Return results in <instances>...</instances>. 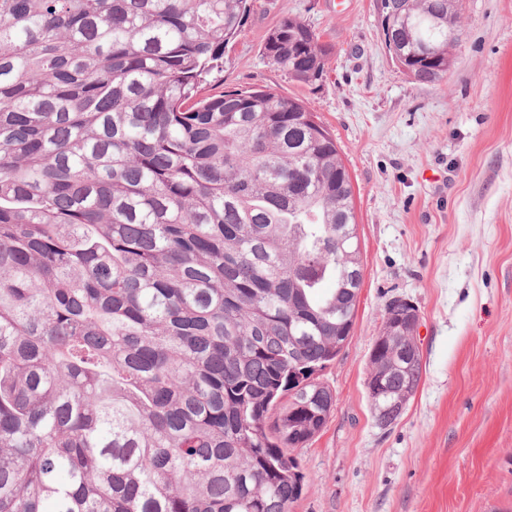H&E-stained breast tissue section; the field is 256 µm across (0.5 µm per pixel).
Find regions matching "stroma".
<instances>
[{"mask_svg": "<svg viewBox=\"0 0 512 512\" xmlns=\"http://www.w3.org/2000/svg\"><path fill=\"white\" fill-rule=\"evenodd\" d=\"M380 0H253L208 78L275 89L314 112L351 178L363 262L351 336L320 375L326 426L296 449L292 512H512V0H460L447 78L420 83L389 55ZM331 45L304 83L262 55L283 13ZM420 311L422 381L379 428L366 389L387 304Z\"/></svg>", "mask_w": 512, "mask_h": 512, "instance_id": "35a3bbf8", "label": "stroma"}]
</instances>
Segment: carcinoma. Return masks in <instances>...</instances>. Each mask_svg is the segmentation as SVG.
I'll return each instance as SVG.
<instances>
[{"label":"carcinoma","instance_id":"obj_1","mask_svg":"<svg viewBox=\"0 0 512 512\" xmlns=\"http://www.w3.org/2000/svg\"><path fill=\"white\" fill-rule=\"evenodd\" d=\"M458 0H380L393 49L448 75ZM252 0H0V512H291L314 374L362 287L332 134L207 77ZM332 47L284 14L262 54L301 82ZM383 321L395 424L423 375Z\"/></svg>","mask_w":512,"mask_h":512}]
</instances>
